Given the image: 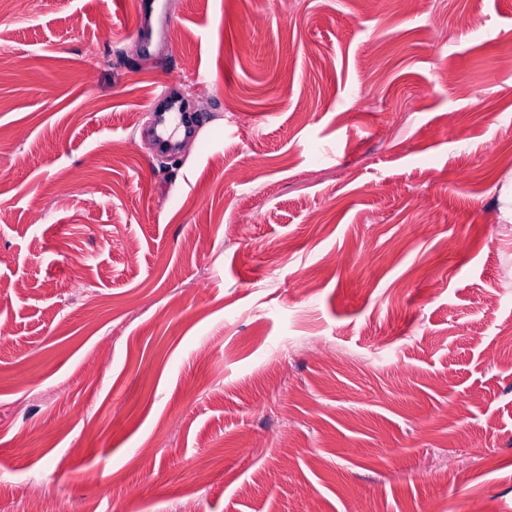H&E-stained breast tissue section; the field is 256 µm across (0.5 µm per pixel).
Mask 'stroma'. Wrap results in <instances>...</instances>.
Returning a JSON list of instances; mask_svg holds the SVG:
<instances>
[{"label": "stroma", "instance_id": "1", "mask_svg": "<svg viewBox=\"0 0 512 512\" xmlns=\"http://www.w3.org/2000/svg\"><path fill=\"white\" fill-rule=\"evenodd\" d=\"M138 2L0 8V512H512V0Z\"/></svg>", "mask_w": 512, "mask_h": 512}]
</instances>
